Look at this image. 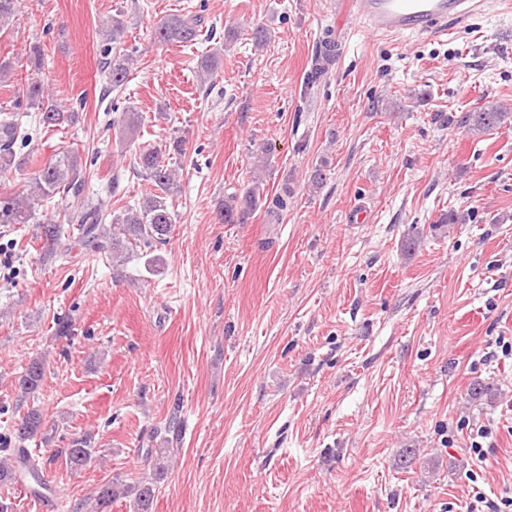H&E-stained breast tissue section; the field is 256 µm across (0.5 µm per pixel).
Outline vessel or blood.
<instances>
[{"label": "vessel or blood", "mask_w": 512, "mask_h": 512, "mask_svg": "<svg viewBox=\"0 0 512 512\" xmlns=\"http://www.w3.org/2000/svg\"><path fill=\"white\" fill-rule=\"evenodd\" d=\"M351 27L374 37L447 34L491 6L490 0H348Z\"/></svg>", "instance_id": "obj_1"}]
</instances>
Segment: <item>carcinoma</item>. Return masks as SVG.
Listing matches in <instances>:
<instances>
[{
	"label": "carcinoma",
	"mask_w": 512,
	"mask_h": 512,
	"mask_svg": "<svg viewBox=\"0 0 512 512\" xmlns=\"http://www.w3.org/2000/svg\"><path fill=\"white\" fill-rule=\"evenodd\" d=\"M205 18L201 14H173L162 19L154 29L159 42L191 43L202 32ZM125 23L122 14L112 16L111 27L106 31V41L110 45L104 48L112 58L106 62L107 79L112 89L122 87L130 73L131 57L117 52L116 44L124 33ZM29 59L32 72L24 78L15 95L14 108L27 104L40 112L39 126L44 131H54L73 119V112L44 97L45 87L39 77L43 48L38 42L29 43ZM221 62L220 55L210 53L201 58L197 66L200 82H208ZM458 123L469 131L478 133L512 127V113L501 109L466 112ZM141 125V116L133 110H126L117 124L120 138L131 141ZM33 130L27 128L15 112L0 114V174L18 166L15 145L19 141H30ZM186 154L185 140L176 138L168 146V152L157 147L143 148L135 155V163L141 174L154 187V191L134 207L122 213L109 216L102 205H86L78 214L66 213L64 219L48 218L43 220V233L47 250L50 253L70 256L74 247H79L85 255H108L112 261L126 264L133 257L144 259L145 269L155 271L161 264V258L155 254V248L170 237L174 227V213L167 202L178 188L177 167L173 158ZM86 171L79 161V155L66 146L59 149L55 158L44 163L35 173L29 196L4 195L0 197V224H28L36 219V205L40 201L60 194L82 195L86 191ZM261 197L256 189H248L243 196L232 195L224 200L220 207L218 220L224 224H243L249 215L260 206ZM112 218L113 229L104 228L107 218ZM69 224L83 226V235L78 243H73L67 235ZM43 378L42 364L34 360L19 377L21 393L32 394L40 386ZM42 426L38 412L28 413L16 425L13 436L16 442L24 443L33 439ZM95 454L90 437L75 438L65 449V464L72 469L86 466ZM29 483L35 495L49 490L41 473L40 461L26 448H17L10 456L0 461V484L17 482ZM134 495V512H153L156 493V478L145 479L134 487L122 491L118 485L108 482L102 485L95 496L94 512H106L109 504L120 493Z\"/></svg>",
	"instance_id": "1"
}]
</instances>
